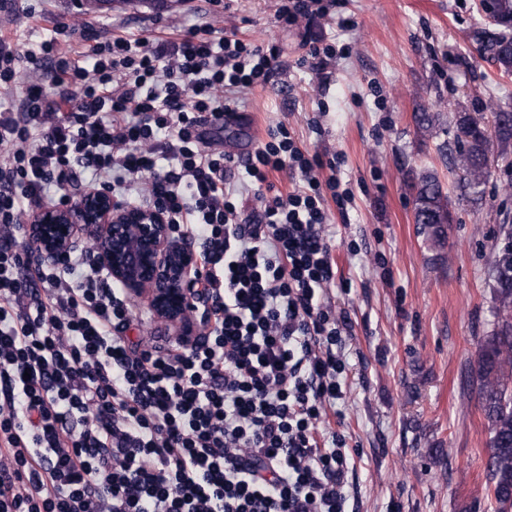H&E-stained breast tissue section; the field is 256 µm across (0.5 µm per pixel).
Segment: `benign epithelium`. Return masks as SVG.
<instances>
[{"label": "benign epithelium", "instance_id": "1", "mask_svg": "<svg viewBox=\"0 0 512 512\" xmlns=\"http://www.w3.org/2000/svg\"><path fill=\"white\" fill-rule=\"evenodd\" d=\"M29 233L34 255L43 261L89 236L99 265L128 296L146 300L156 321L179 338L200 335L205 315L192 288L199 264L190 246L173 239L160 210L121 205L106 191L90 190L72 203L34 212Z\"/></svg>", "mask_w": 512, "mask_h": 512}]
</instances>
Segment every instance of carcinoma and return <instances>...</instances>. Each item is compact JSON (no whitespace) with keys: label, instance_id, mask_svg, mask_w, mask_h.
<instances>
[{"label":"carcinoma","instance_id":"1","mask_svg":"<svg viewBox=\"0 0 512 512\" xmlns=\"http://www.w3.org/2000/svg\"><path fill=\"white\" fill-rule=\"evenodd\" d=\"M484 9L497 19L502 31L485 37L482 50L497 68L512 74V0H486ZM457 148L452 162L463 173L473 195L491 176L493 146L507 154L512 146V119L476 117L460 112L456 117ZM414 222L422 225L433 247L441 249L452 220L445 192L436 173L418 177L413 193ZM509 240L494 252L492 278L497 302L493 330L480 340L472 368L480 410L490 430L491 453L486 470L494 512H512V227L503 228Z\"/></svg>","mask_w":512,"mask_h":512}]
</instances>
